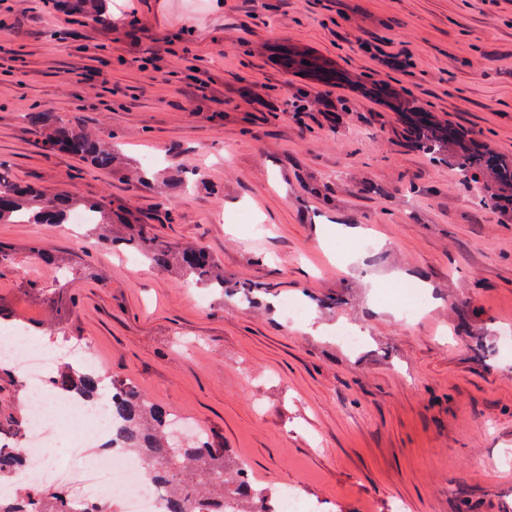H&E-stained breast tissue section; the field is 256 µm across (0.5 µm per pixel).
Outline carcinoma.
Masks as SVG:
<instances>
[{
  "instance_id": "obj_1",
  "label": "carcinoma",
  "mask_w": 512,
  "mask_h": 512,
  "mask_svg": "<svg viewBox=\"0 0 512 512\" xmlns=\"http://www.w3.org/2000/svg\"><path fill=\"white\" fill-rule=\"evenodd\" d=\"M111 0H52L49 9L65 17H81L98 24L112 23ZM288 64L301 66L325 81L332 76L325 64L304 52H294ZM401 111L409 135L417 148L434 160L448 152V142L455 141L459 149L455 161L461 184L475 192L478 203L491 210L499 208L498 193L488 184L512 180V162L489 158L471 148L457 130L437 123L427 112L419 111L412 98H404ZM38 145L48 155H70L81 162L71 178L80 179L94 172H119L149 181L148 174L112 150V144L75 123H65L50 109H37L26 115ZM10 162L0 159V224H42L57 211H82L92 215L89 232L107 246L117 243L140 254L153 264L167 268L175 266L197 285L224 290V268L204 247L179 248L161 240L147 223H127L128 231L112 240V225L122 223L112 203L85 199L75 194L51 195L32 182H19L10 174ZM55 388L75 392L88 400L96 398L102 378L96 372L79 371L67 363L59 367L52 378ZM112 417L123 422L117 433L124 448L152 460H164L168 467L158 472V481L171 492L170 512H184L186 503L196 497L229 498L231 512H249L243 504L250 496L267 497L274 493L272 486H253L247 467L232 459L225 448H213L204 438L195 446L178 447L170 435L167 409L133 390L125 383L112 381ZM34 501L10 512H72L66 492H32Z\"/></svg>"
}]
</instances>
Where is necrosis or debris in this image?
<instances>
[{
    "mask_svg": "<svg viewBox=\"0 0 512 512\" xmlns=\"http://www.w3.org/2000/svg\"><path fill=\"white\" fill-rule=\"evenodd\" d=\"M4 333L6 339L0 341V350L7 352L11 364L18 366L30 382V435L25 442L27 466L23 473L31 485L45 492L65 488L75 512L107 499L114 512H166L165 491L147 478V462L119 445L105 449L112 434L109 400L91 402L57 391L46 375L51 352L15 338L14 328H5ZM63 406L78 413L79 426L88 428L90 434L74 438L64 461L57 463L50 451L59 442L50 425Z\"/></svg>",
    "mask_w": 512,
    "mask_h": 512,
    "instance_id": "1",
    "label": "necrosis or debris"
}]
</instances>
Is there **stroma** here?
<instances>
[{
  "label": "stroma",
  "instance_id": "1",
  "mask_svg": "<svg viewBox=\"0 0 512 512\" xmlns=\"http://www.w3.org/2000/svg\"><path fill=\"white\" fill-rule=\"evenodd\" d=\"M113 3L111 28L93 31L10 13L0 157L48 192L119 199L152 221L156 186L73 181L77 159L43 153L25 119L39 103L154 169L204 174L210 190L177 196L174 222L156 232L209 250L227 287L259 291L220 295L65 225L0 224V306L39 342L56 320L91 343L106 376L319 512H512V357L498 352L512 327V223L479 206L453 155L434 163L414 148L374 93H411L512 159V0ZM90 36L104 46L91 79L74 71ZM284 48L330 60L339 82L284 69ZM35 241L65 266L40 261ZM402 284L424 296L403 324L380 300ZM293 302L302 320H289ZM342 327L360 332L358 348L338 339ZM28 391L0 372V421L26 425Z\"/></svg>",
  "mask_w": 512,
  "mask_h": 512
}]
</instances>
